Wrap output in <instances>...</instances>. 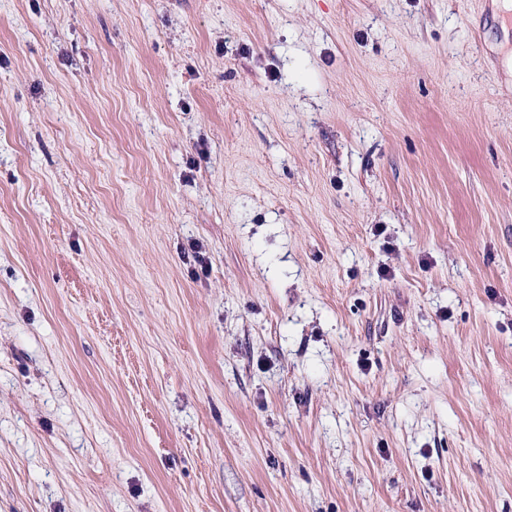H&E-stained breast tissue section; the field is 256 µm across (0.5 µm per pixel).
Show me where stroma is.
I'll list each match as a JSON object with an SVG mask.
<instances>
[{
    "label": "stroma",
    "instance_id": "obj_1",
    "mask_svg": "<svg viewBox=\"0 0 512 512\" xmlns=\"http://www.w3.org/2000/svg\"><path fill=\"white\" fill-rule=\"evenodd\" d=\"M499 2L0 0V512H512Z\"/></svg>",
    "mask_w": 512,
    "mask_h": 512
}]
</instances>
